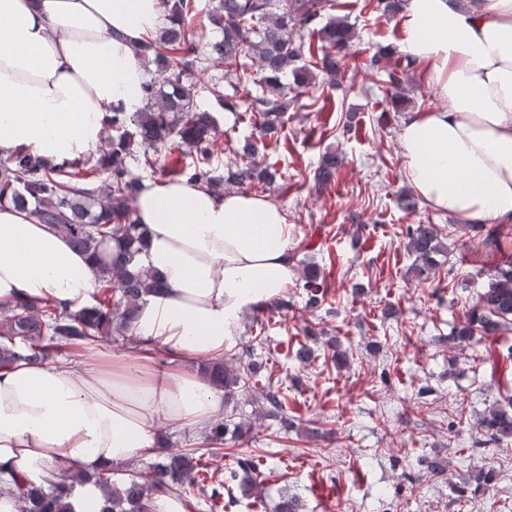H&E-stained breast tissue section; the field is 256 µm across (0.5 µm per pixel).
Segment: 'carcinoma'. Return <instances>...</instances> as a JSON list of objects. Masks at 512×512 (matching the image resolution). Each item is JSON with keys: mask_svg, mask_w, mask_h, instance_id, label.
<instances>
[{"mask_svg": "<svg viewBox=\"0 0 512 512\" xmlns=\"http://www.w3.org/2000/svg\"><path fill=\"white\" fill-rule=\"evenodd\" d=\"M164 2L170 24L156 43L147 45L153 51L155 71L140 86L146 106L140 112L112 113L98 155L76 159L66 170H56L23 150L0 158V200L8 198L22 209L32 208L39 223L65 234L73 247L91 252L99 261L95 268L99 292L90 308L70 311L49 301H17L7 306L8 316L0 322V368L17 361L43 364L66 349L88 348L107 340L130 341L144 352L153 349L135 335L134 323L139 302L164 283L135 265L145 247V231L134 218L141 176L132 170L130 159L140 149L142 168L215 192L266 189L273 184L274 174L256 161V140L247 141L224 172L214 167L218 122L198 104L193 79L211 69L234 79L244 95L227 97L219 79L208 87L210 94L224 108L250 114L259 137H270L284 127L291 104L310 86L313 70L337 76L354 42L355 32L345 19H324L331 0H213L206 7L207 19L220 38L201 51L188 34V21L198 12V0ZM297 28L313 40L307 43L302 35L294 37ZM287 76L292 83L283 82ZM171 151L184 156L185 163L168 172L159 162L162 154ZM342 164L337 151L325 152L313 172L314 183L319 187L331 184ZM469 229L486 250H502L500 231L482 224ZM405 235L406 248L415 255L414 272L425 283L437 266L436 256L443 252L439 232L434 224H410ZM112 241L120 248L119 256L100 255V247ZM302 288L306 306L319 307L324 289L316 267H307ZM510 325L512 261H505L495 268L464 318L452 327L448 342L459 345L477 334L497 336ZM201 370L213 388L224 390V409L228 410L206 432V448L167 452L128 473L121 482L114 483L109 476L98 478L105 493L99 512H154L155 496L187 484L214 503L223 499L224 489L233 482L262 492L259 452L236 457L225 483L212 482L202 458L206 452L223 449L227 433L237 437L248 433L245 423L233 421L240 395L259 393L256 401L269 405L266 412L277 421L278 431L288 434L295 427L288 414V395L280 386L256 387L258 367L251 360L230 364L214 358L201 364ZM478 430L481 437L473 441L477 448L512 438V410L489 412ZM67 479L63 470L60 481L37 487L14 472L8 479L0 478V493L16 495L19 512H72L63 500Z\"/></svg>", "mask_w": 512, "mask_h": 512, "instance_id": "cac0c4a2", "label": "carcinoma"}]
</instances>
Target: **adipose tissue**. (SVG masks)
<instances>
[{
  "mask_svg": "<svg viewBox=\"0 0 512 512\" xmlns=\"http://www.w3.org/2000/svg\"><path fill=\"white\" fill-rule=\"evenodd\" d=\"M168 23L162 0H0V155L24 150L64 167L96 153L115 112L143 108V43ZM402 52L441 108L411 112L398 141L414 192L465 224L512 228V0H407ZM148 233L139 264L164 287L141 303L135 333L180 367L161 370L92 352L83 369L58 362L0 369V477L37 486L56 466L84 474L73 512H98L95 476L154 447L160 418L205 428L224 407L200 373L243 320L293 276L288 212L268 197L216 193L144 178L134 202ZM94 256L0 202V302H93Z\"/></svg>",
  "mask_w": 512,
  "mask_h": 512,
  "instance_id": "obj_1",
  "label": "adipose tissue"
}]
</instances>
